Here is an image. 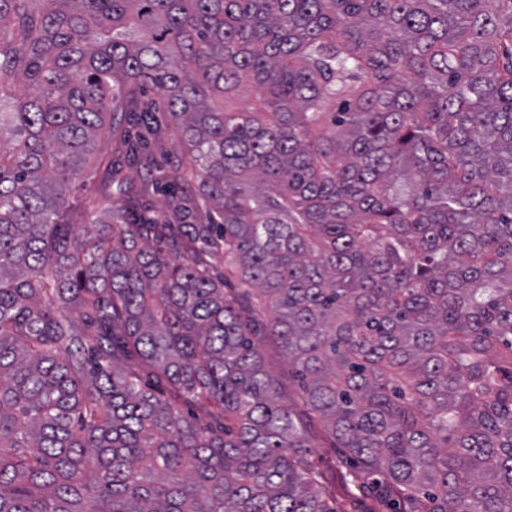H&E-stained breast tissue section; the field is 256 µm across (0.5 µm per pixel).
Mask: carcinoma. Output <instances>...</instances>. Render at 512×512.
<instances>
[{"label":"carcinoma","mask_w":512,"mask_h":512,"mask_svg":"<svg viewBox=\"0 0 512 512\" xmlns=\"http://www.w3.org/2000/svg\"><path fill=\"white\" fill-rule=\"evenodd\" d=\"M170 128L157 210L99 140ZM316 422L512 512V0H0V512H349ZM182 156V145L176 132L171 136H165L162 142L153 148L152 171L161 167L165 172L174 175V165L177 158ZM263 350L269 361L270 370L279 379L282 384L284 398L288 400V394L291 395L296 390V382L290 376L288 359L282 355L270 338L265 340Z\"/></svg>","instance_id":"obj_1"}]
</instances>
